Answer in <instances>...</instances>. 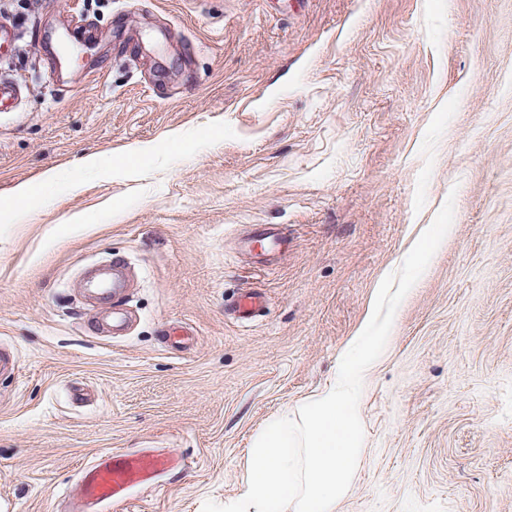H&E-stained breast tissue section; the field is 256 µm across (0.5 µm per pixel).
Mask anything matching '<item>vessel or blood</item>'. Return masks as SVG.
I'll return each instance as SVG.
<instances>
[{
  "mask_svg": "<svg viewBox=\"0 0 512 512\" xmlns=\"http://www.w3.org/2000/svg\"><path fill=\"white\" fill-rule=\"evenodd\" d=\"M266 253L284 250L288 245L276 225L257 224L243 238ZM124 258H113L110 265L90 272L85 281L88 296L99 303L112 305L113 311L106 323L110 332H120L127 326L125 313L117 304L127 292L123 274ZM171 466V459L152 452L103 450L90 463L79 469V483L75 495L67 497V512H100L111 506L114 512H128L132 491L138 487L154 485L162 473Z\"/></svg>",
  "mask_w": 512,
  "mask_h": 512,
  "instance_id": "1",
  "label": "vessel or blood"
}]
</instances>
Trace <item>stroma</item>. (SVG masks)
<instances>
[{
    "label": "stroma",
    "instance_id": "obj_1",
    "mask_svg": "<svg viewBox=\"0 0 512 512\" xmlns=\"http://www.w3.org/2000/svg\"><path fill=\"white\" fill-rule=\"evenodd\" d=\"M0 19L20 89L0 110L13 512H61L104 448L179 458L136 512L236 496L252 435L335 378L450 196L363 381L337 512H512V0H8ZM251 224L287 251L243 253ZM116 253L134 323L112 338L88 327L80 272ZM251 288L269 305L244 323Z\"/></svg>",
    "mask_w": 512,
    "mask_h": 512
}]
</instances>
